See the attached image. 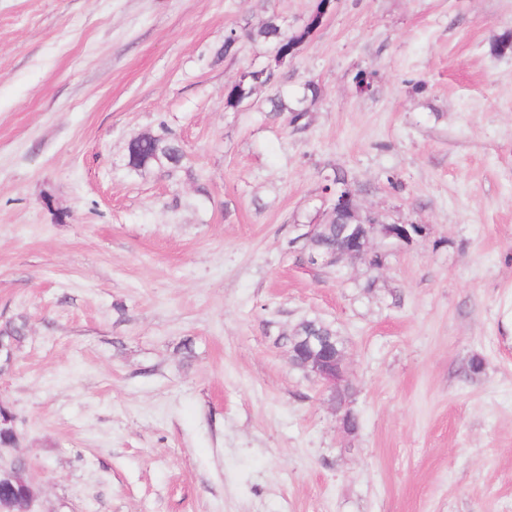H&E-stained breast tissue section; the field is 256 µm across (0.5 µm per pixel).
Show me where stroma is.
Here are the masks:
<instances>
[{"mask_svg":"<svg viewBox=\"0 0 512 512\" xmlns=\"http://www.w3.org/2000/svg\"><path fill=\"white\" fill-rule=\"evenodd\" d=\"M316 3L0 0V462L32 512H512V0H333L226 107L272 59L248 31ZM310 81L301 126L272 111ZM167 131L185 168L130 171ZM338 168L424 229L379 270L300 259ZM313 318L355 432L289 360ZM253 79L244 84L237 83L231 90H228L226 97L227 107H237L243 100L248 99L255 86L265 85L273 80V70L270 66L262 67L252 72Z\"/></svg>","mask_w":512,"mask_h":512,"instance_id":"stroma-1","label":"stroma"}]
</instances>
